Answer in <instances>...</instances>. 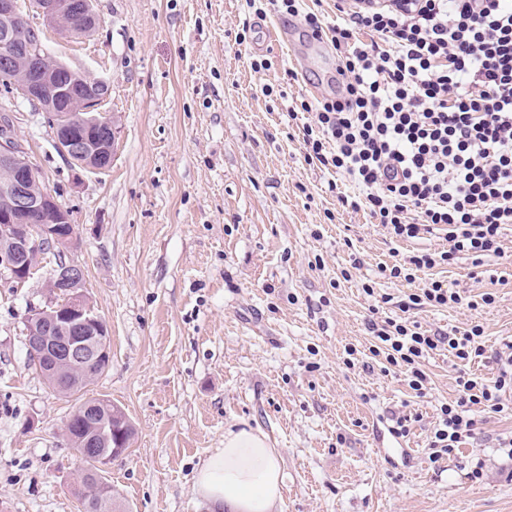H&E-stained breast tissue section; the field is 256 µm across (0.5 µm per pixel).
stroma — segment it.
I'll return each instance as SVG.
<instances>
[{
    "mask_svg": "<svg viewBox=\"0 0 512 512\" xmlns=\"http://www.w3.org/2000/svg\"><path fill=\"white\" fill-rule=\"evenodd\" d=\"M91 36L46 33L48 54L105 80L99 110L118 129L112 164L89 172L54 147L52 130L0 86L19 148L76 226L69 260L106 323L108 369L86 396L119 405L131 447L105 476L125 512H215L195 487L227 431H260L282 461L273 512H512V460L497 451L512 409L490 418L457 458L429 460L428 439L457 372L447 353L423 363L427 395L404 371L347 368L369 360L371 307L394 315L422 287L379 274L412 252L446 249L441 230L390 240L367 210L342 206L356 188L305 160L302 102L339 93L328 22L334 0H306L286 43L261 46L278 12L248 0H93ZM266 60L268 69L251 63ZM504 259L459 261L435 277L478 309L416 310L425 330L482 325L487 347L512 340V235ZM56 248L24 284L0 271V512H80L79 463L64 432L77 397L27 365L25 318L45 305ZM374 296H367L363 284ZM495 301L485 306L483 293ZM422 414L394 439L390 412ZM482 464L471 481L467 465Z\"/></svg>",
    "mask_w": 512,
    "mask_h": 512,
    "instance_id": "obj_1",
    "label": "stroma"
}]
</instances>
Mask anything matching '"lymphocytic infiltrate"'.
Returning a JSON list of instances; mask_svg holds the SVG:
<instances>
[{
	"label": "lymphocytic infiltrate",
	"instance_id": "lymphocytic-infiltrate-1",
	"mask_svg": "<svg viewBox=\"0 0 512 512\" xmlns=\"http://www.w3.org/2000/svg\"><path fill=\"white\" fill-rule=\"evenodd\" d=\"M330 35L340 61L342 92L303 104L305 159L336 170L358 189L352 209H368L390 239L408 241L441 227L447 249L408 257L422 272L459 260L481 266L504 258L512 232V0H336ZM464 302L444 281L429 279L384 320L368 319L373 357L405 369L408 386L424 396L421 361L447 351L461 369L456 395L439 407L429 437L430 461L456 457L479 421L504 411L512 395V343L487 353L481 325L429 332L411 321L423 306ZM490 357L497 374L468 372Z\"/></svg>",
	"mask_w": 512,
	"mask_h": 512
}]
</instances>
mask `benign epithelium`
Instances as JSON below:
<instances>
[{
  "mask_svg": "<svg viewBox=\"0 0 512 512\" xmlns=\"http://www.w3.org/2000/svg\"><path fill=\"white\" fill-rule=\"evenodd\" d=\"M35 9L45 26H53L62 18L78 14L88 24H95L96 14L90 0H36ZM29 68L25 79L17 83L11 77L17 53L13 36L0 38V82L8 85L17 96L44 111L53 128L54 143L62 157L72 165L86 171H100L111 166L113 145L117 128L111 117L100 115L87 126L84 134L77 133L67 118L52 113L53 101L44 95L48 81L57 79L58 72L44 67L46 52L40 38H28L24 47ZM81 86L85 90L83 102L86 110L98 107L109 94L106 81L82 75ZM0 168L10 174L5 191L11 196V206L0 211V268L7 271L13 281L21 284L34 270V261L46 243L61 250L71 247L74 235L69 211L49 191L40 194L30 188L34 163L14 145L13 130H6L0 140ZM48 213L52 221L34 224L31 215ZM52 280L64 279L70 284V293L57 297V290L50 292V301L42 308L29 310L26 324L27 336L40 335L36 324L50 317L56 329L62 331L63 340L57 346L46 345L41 351H32L37 368L49 373L48 361L63 356L71 364L110 361L108 328L96 314L83 294V270L74 263L55 270Z\"/></svg>",
  "mask_w": 512,
  "mask_h": 512,
  "instance_id": "benign-epithelium-1",
  "label": "benign epithelium"
}]
</instances>
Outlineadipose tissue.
Masks as SVG:
<instances>
[{
  "label": "adipose tissue",
  "instance_id": "1",
  "mask_svg": "<svg viewBox=\"0 0 512 512\" xmlns=\"http://www.w3.org/2000/svg\"><path fill=\"white\" fill-rule=\"evenodd\" d=\"M198 492L230 512H272L282 491L280 457L262 433L228 432L196 475Z\"/></svg>",
  "mask_w": 512,
  "mask_h": 512
}]
</instances>
